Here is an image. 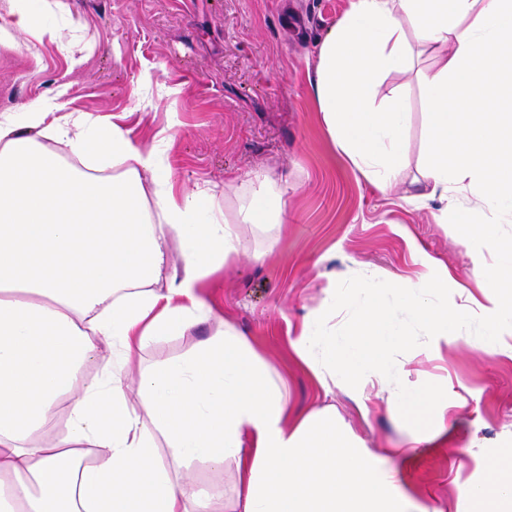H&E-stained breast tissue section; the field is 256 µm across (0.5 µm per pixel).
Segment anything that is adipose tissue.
I'll use <instances>...</instances> for the list:
<instances>
[{
	"label": "adipose tissue",
	"mask_w": 512,
	"mask_h": 512,
	"mask_svg": "<svg viewBox=\"0 0 512 512\" xmlns=\"http://www.w3.org/2000/svg\"><path fill=\"white\" fill-rule=\"evenodd\" d=\"M51 7L8 0L0 43ZM417 46L432 59L416 70L428 94L419 174L462 243L493 241L495 213L512 200V0H350L316 67L327 132L391 193L405 171L406 116L376 105L378 81L412 69ZM49 140L111 162L113 176L63 163ZM238 226L213 199L175 195L155 148L65 112L59 96L0 113V512H428L333 407L292 412L281 377L232 324L183 359L143 365L157 340L212 314L197 289L240 258ZM170 235L183 243L184 274L166 280ZM480 276L501 346L512 267ZM61 413L64 431L43 442ZM195 460L233 468L234 495L184 476ZM494 467L469 488L476 512H512V461Z\"/></svg>",
	"instance_id": "obj_1"
}]
</instances>
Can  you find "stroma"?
I'll use <instances>...</instances> for the list:
<instances>
[{
  "instance_id": "stroma-1",
  "label": "stroma",
  "mask_w": 512,
  "mask_h": 512,
  "mask_svg": "<svg viewBox=\"0 0 512 512\" xmlns=\"http://www.w3.org/2000/svg\"><path fill=\"white\" fill-rule=\"evenodd\" d=\"M348 8L349 0H56L38 22L60 28L62 44L18 32L14 46H0V112L62 94L67 110L157 147L175 193L214 194L230 222L242 203L286 190L280 229L242 225L241 258L203 280L212 317L154 343L144 364L184 357L230 319L285 379L295 412L335 406L417 500L433 512H473L464 488L512 454V350L490 353L458 331L402 354L406 386L438 383L448 397L447 438L404 456L414 431L397 406L364 384L323 388L291 348L303 322L328 313L338 281L413 282L427 257L447 270L452 306L484 315L478 273L500 259L496 246L461 244L421 187L382 195L336 151L313 83L320 44ZM395 100L407 112L403 161L413 169L427 132L413 73L382 78L378 103Z\"/></svg>"
}]
</instances>
